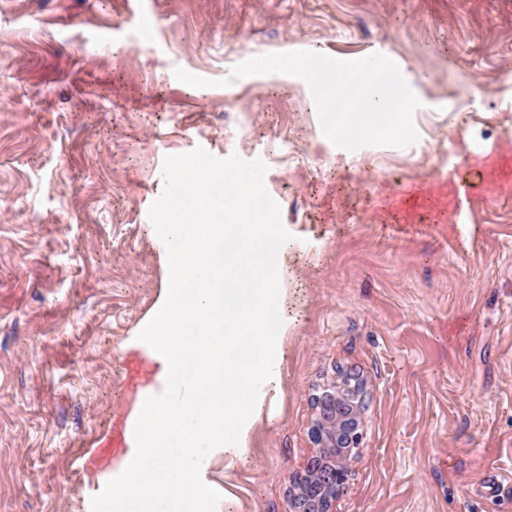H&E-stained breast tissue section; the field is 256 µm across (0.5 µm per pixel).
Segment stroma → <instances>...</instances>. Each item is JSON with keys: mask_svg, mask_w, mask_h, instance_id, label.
Here are the masks:
<instances>
[{"mask_svg": "<svg viewBox=\"0 0 512 512\" xmlns=\"http://www.w3.org/2000/svg\"><path fill=\"white\" fill-rule=\"evenodd\" d=\"M297 50L399 59L417 142L338 169L302 79L230 77ZM199 146L261 160L291 235L280 397L211 467L223 512H287L344 372L363 437L335 512H512V192L487 175L512 163V0H0V512H91L111 480L154 381L149 208L164 158Z\"/></svg>", "mask_w": 512, "mask_h": 512, "instance_id": "1", "label": "stroma"}]
</instances>
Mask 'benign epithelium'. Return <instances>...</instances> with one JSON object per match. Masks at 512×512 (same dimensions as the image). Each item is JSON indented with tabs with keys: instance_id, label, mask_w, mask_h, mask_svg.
Here are the masks:
<instances>
[{
	"instance_id": "obj_1",
	"label": "benign epithelium",
	"mask_w": 512,
	"mask_h": 512,
	"mask_svg": "<svg viewBox=\"0 0 512 512\" xmlns=\"http://www.w3.org/2000/svg\"><path fill=\"white\" fill-rule=\"evenodd\" d=\"M311 437L317 452L292 479L289 512H333L332 502L349 477L351 451L361 444L363 388L352 374L332 381L315 397Z\"/></svg>"
}]
</instances>
